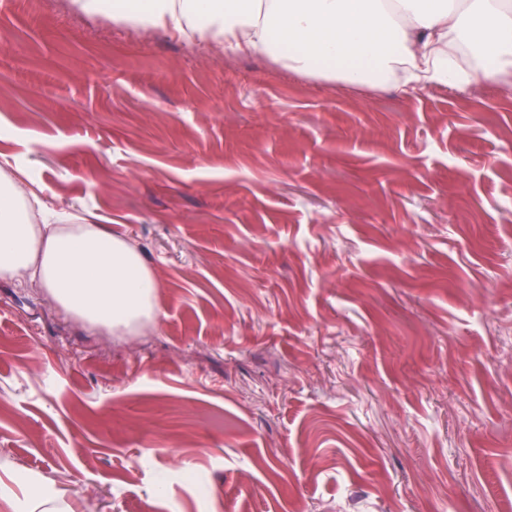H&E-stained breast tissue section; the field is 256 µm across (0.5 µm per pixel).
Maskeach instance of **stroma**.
<instances>
[{"instance_id":"35a3bbf8","label":"stroma","mask_w":512,"mask_h":512,"mask_svg":"<svg viewBox=\"0 0 512 512\" xmlns=\"http://www.w3.org/2000/svg\"><path fill=\"white\" fill-rule=\"evenodd\" d=\"M0 0V152L153 269L90 327L0 280V484L62 512H505L512 83L352 87ZM17 483L23 487L22 497L12 496L0 487V497L8 501L14 512H37L53 499V491L37 479L20 475Z\"/></svg>"}]
</instances>
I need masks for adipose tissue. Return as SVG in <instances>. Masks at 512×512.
I'll use <instances>...</instances> for the list:
<instances>
[{
	"label": "adipose tissue",
	"instance_id": "ef3b65f1",
	"mask_svg": "<svg viewBox=\"0 0 512 512\" xmlns=\"http://www.w3.org/2000/svg\"><path fill=\"white\" fill-rule=\"evenodd\" d=\"M147 34L165 30L350 86H470L512 77V0H70ZM469 49L478 70L463 68ZM0 279L36 283L67 314L122 336L155 310L142 254L94 220L69 224L0 162Z\"/></svg>",
	"mask_w": 512,
	"mask_h": 512
}]
</instances>
